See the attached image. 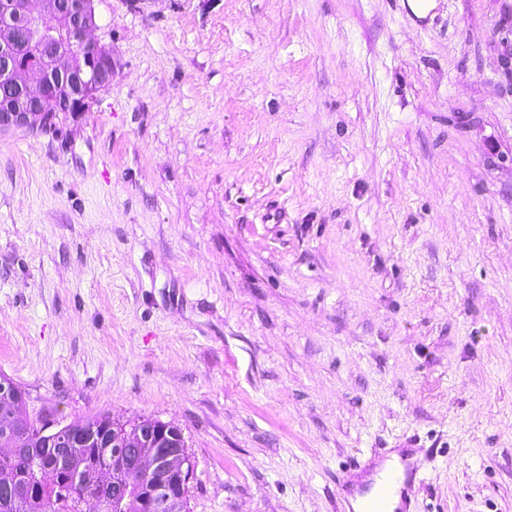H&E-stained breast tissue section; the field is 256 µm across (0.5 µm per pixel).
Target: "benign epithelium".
<instances>
[{"label":"benign epithelium","instance_id":"obj_1","mask_svg":"<svg viewBox=\"0 0 512 512\" xmlns=\"http://www.w3.org/2000/svg\"><path fill=\"white\" fill-rule=\"evenodd\" d=\"M95 0H40V8L31 0H0V78L16 75L25 79L27 95L8 112H0V132L22 129L31 133L56 127L60 111L58 100L65 101L67 114L78 118L95 103L112 83V50L93 38L97 29ZM63 15L66 24L48 28L44 21ZM84 50L65 53L62 45L72 40ZM32 47L20 53L22 43ZM24 395L14 383L0 379V442L8 451L23 446L24 436L15 425L18 407ZM38 436L57 449L60 459L68 460L77 448L96 439L94 433L54 419L38 426ZM112 458L95 459L77 468L73 482L91 491L88 501L106 500L112 512H187L190 493L191 462L187 444L179 427L160 419L140 421L131 429L112 423ZM137 448L133 463L127 451ZM60 480L53 472L46 480L37 472L25 485L0 484V503H16L37 496Z\"/></svg>","mask_w":512,"mask_h":512}]
</instances>
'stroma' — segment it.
<instances>
[{"label": "stroma", "mask_w": 512, "mask_h": 512, "mask_svg": "<svg viewBox=\"0 0 512 512\" xmlns=\"http://www.w3.org/2000/svg\"><path fill=\"white\" fill-rule=\"evenodd\" d=\"M112 83L0 134V375L177 425L190 512H512V0H95ZM399 483L398 478L395 475L388 477L382 481L379 485L377 491L374 492L373 497L369 500V502L365 506V512H382L383 511V503L385 500H388L390 496H392L397 489V484ZM399 496L397 494L393 495L390 501L389 510L391 511L399 505Z\"/></svg>", "instance_id": "35a3bbf8"}]
</instances>
